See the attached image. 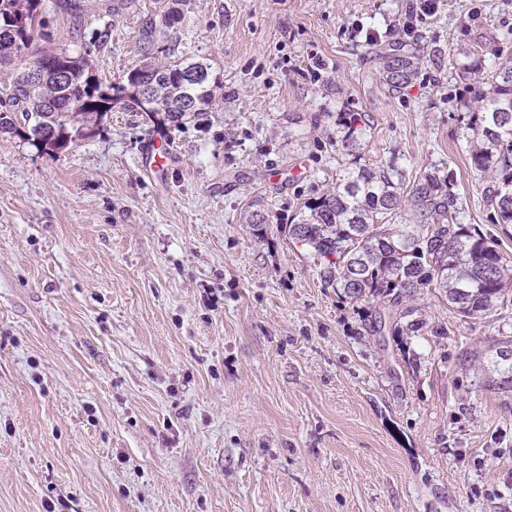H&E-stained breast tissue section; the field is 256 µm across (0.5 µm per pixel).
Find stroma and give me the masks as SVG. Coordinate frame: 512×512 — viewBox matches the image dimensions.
<instances>
[{
	"instance_id": "obj_1",
	"label": "stroma",
	"mask_w": 512,
	"mask_h": 512,
	"mask_svg": "<svg viewBox=\"0 0 512 512\" xmlns=\"http://www.w3.org/2000/svg\"><path fill=\"white\" fill-rule=\"evenodd\" d=\"M65 2L45 0L50 44L86 43L112 83L171 5ZM412 5L185 0L158 58H207L211 111L116 109L57 154L0 134V512H512V390L483 372L512 305L465 319L424 290L426 330L374 333L283 230L349 165L336 118L361 112L367 162L405 191L451 174L462 223L512 256L448 66L461 43L512 51V0H440L392 91L364 32L397 40Z\"/></svg>"
}]
</instances>
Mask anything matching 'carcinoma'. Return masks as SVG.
<instances>
[{"label": "carcinoma", "mask_w": 512, "mask_h": 512, "mask_svg": "<svg viewBox=\"0 0 512 512\" xmlns=\"http://www.w3.org/2000/svg\"><path fill=\"white\" fill-rule=\"evenodd\" d=\"M43 0H0V73L23 58L34 39L52 40L46 30ZM156 20L142 24L144 63L118 83H104L93 71L90 53L64 48L41 50L0 76V133L40 151L57 153L99 132L115 108L143 112L150 92L164 102L167 120L179 125L213 106L211 65L205 58L162 62L152 56ZM45 63L40 79L23 78L26 67ZM482 47H457L452 69L473 89L465 124L470 165L486 175V199L494 223L512 224V57L489 68ZM380 71L391 90L407 87L422 58L417 49L386 44L378 51ZM345 130L340 148L352 157L336 187L308 205L309 215L288 225V237L320 260L318 276L353 303L398 308L422 288L440 293L461 317L480 319L512 301V257L493 238L458 222L451 176L422 174L401 193L391 168L371 165L362 156L367 135L364 115L340 113ZM409 214L399 229L385 219ZM414 309L399 312L396 325L418 333L423 322Z\"/></svg>", "instance_id": "carcinoma-1"}]
</instances>
